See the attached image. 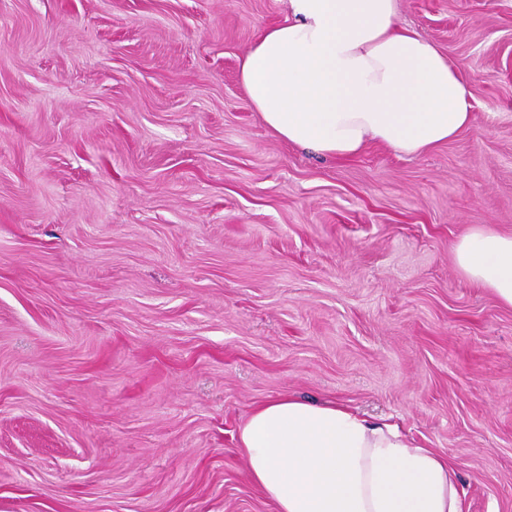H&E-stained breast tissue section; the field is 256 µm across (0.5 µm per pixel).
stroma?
Listing matches in <instances>:
<instances>
[{"mask_svg": "<svg viewBox=\"0 0 512 512\" xmlns=\"http://www.w3.org/2000/svg\"><path fill=\"white\" fill-rule=\"evenodd\" d=\"M284 0H0V512H275L237 434L284 394L397 423L512 512V0H399L468 80L427 153L328 159L239 82ZM455 261L466 278L489 288L501 304L512 307V234L474 224L460 238Z\"/></svg>", "mask_w": 512, "mask_h": 512, "instance_id": "obj_1", "label": "stroma"}]
</instances>
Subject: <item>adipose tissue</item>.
Returning a JSON list of instances; mask_svg holds the SVG:
<instances>
[{"mask_svg":"<svg viewBox=\"0 0 512 512\" xmlns=\"http://www.w3.org/2000/svg\"><path fill=\"white\" fill-rule=\"evenodd\" d=\"M239 80L277 137L329 159L371 143L413 157L471 120L468 82L401 23L398 0H286L285 19L257 35ZM455 261L512 307V234L473 225ZM238 443L276 512H462L447 456L343 404L270 399Z\"/></svg>","mask_w":512,"mask_h":512,"instance_id":"1","label":"adipose tissue"}]
</instances>
